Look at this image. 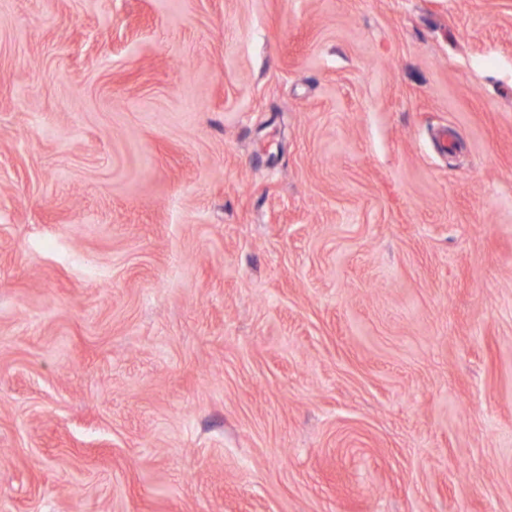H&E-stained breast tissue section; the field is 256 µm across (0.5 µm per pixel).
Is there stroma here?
Here are the masks:
<instances>
[{"label":"stroma","mask_w":512,"mask_h":512,"mask_svg":"<svg viewBox=\"0 0 512 512\" xmlns=\"http://www.w3.org/2000/svg\"><path fill=\"white\" fill-rule=\"evenodd\" d=\"M0 512H512V0H0Z\"/></svg>","instance_id":"stroma-1"}]
</instances>
